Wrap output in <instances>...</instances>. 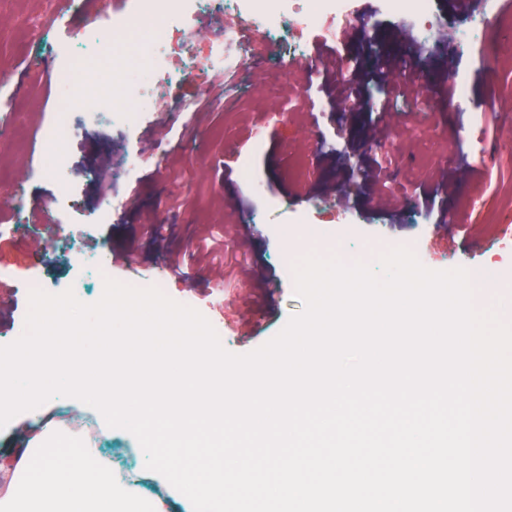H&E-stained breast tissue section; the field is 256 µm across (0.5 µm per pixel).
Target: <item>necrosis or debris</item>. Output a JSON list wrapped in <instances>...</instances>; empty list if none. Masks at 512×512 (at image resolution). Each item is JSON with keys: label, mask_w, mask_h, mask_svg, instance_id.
Segmentation results:
<instances>
[{"label": "necrosis or debris", "mask_w": 512, "mask_h": 512, "mask_svg": "<svg viewBox=\"0 0 512 512\" xmlns=\"http://www.w3.org/2000/svg\"><path fill=\"white\" fill-rule=\"evenodd\" d=\"M353 4L354 0H131L128 13L112 15L103 23L100 37L90 49L98 62L112 64V86L108 89L95 87L79 66L82 55L77 47L87 40L85 29L75 27L67 38H53L50 45L59 61L56 86L62 110L42 134L50 146L43 172L58 173L64 164L59 146L70 135V112L94 113L108 108L126 128L137 130L143 116L156 108L165 85L174 79L170 28H195L202 14L216 10L232 20L251 17L270 37L284 29L300 35L348 19ZM135 41L145 62L141 69L128 65L122 55Z\"/></svg>", "instance_id": "obj_1"}]
</instances>
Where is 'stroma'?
I'll list each match as a JSON object with an SVG mask.
<instances>
[{
	"label": "stroma",
	"instance_id": "obj_1",
	"mask_svg": "<svg viewBox=\"0 0 512 512\" xmlns=\"http://www.w3.org/2000/svg\"><path fill=\"white\" fill-rule=\"evenodd\" d=\"M131 0H0V98L12 95L9 136L0 137V346L25 326L30 281L44 290L73 289L83 302L98 301L103 286L96 267L122 283L156 278L172 300L198 310L228 352L244 354L275 337L304 309L295 294L294 252L335 255L344 262L375 263L393 246L406 244L432 270L462 267L471 275L477 309L498 311L512 323V14L497 12L483 25L485 42L460 49L441 41L440 30L460 27L449 0H432L439 32H421L404 15L385 11L380 0H358V19L344 39L311 33L308 45L289 53L247 21L225 28L224 16L200 20L202 34L171 29L169 37L192 47L195 63H174L178 79L168 91L182 111L149 113L137 133L111 114L70 113L73 135L62 146L71 194L58 203L60 186L38 173L45 151L41 131L60 105L48 46H36L30 24L58 35L72 22L95 28L104 17L129 10ZM407 26L425 47L419 73L447 56L467 77L470 100L439 93L429 84L427 107L398 100L389 122L391 141L365 142L378 120L383 90L365 85L363 110L330 103L318 52L333 53L344 74L369 69L375 52L390 48L394 26ZM230 31L252 41L242 69L222 73L207 59L211 35ZM275 121H268V114ZM137 166H129L130 157ZM390 161L397 178L388 189L400 201L397 217L372 208L361 186L365 159ZM457 171L446 201L449 223L437 224L419 206L417 188L439 170ZM24 196L45 207L47 220L16 219L12 199ZM122 200L109 223L97 216ZM78 243L70 250L59 230ZM249 236L246 264L265 271L268 282H243L214 259L208 270L174 272L165 253L200 257L234 253ZM130 262L113 263L114 253Z\"/></svg>",
	"mask_w": 512,
	"mask_h": 512
}]
</instances>
